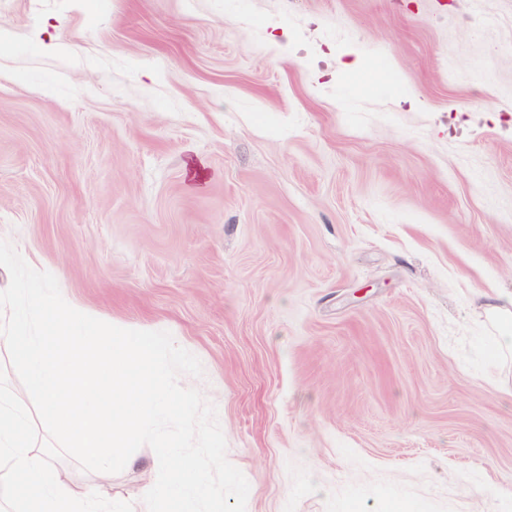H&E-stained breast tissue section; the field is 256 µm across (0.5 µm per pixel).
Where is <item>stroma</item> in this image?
<instances>
[{
    "instance_id": "obj_1",
    "label": "stroma",
    "mask_w": 512,
    "mask_h": 512,
    "mask_svg": "<svg viewBox=\"0 0 512 512\" xmlns=\"http://www.w3.org/2000/svg\"><path fill=\"white\" fill-rule=\"evenodd\" d=\"M0 240L200 360L246 512H512V0H0ZM486 300L485 313L488 320L498 326L496 336H493V346L489 351V362L493 366L503 365L512 355V330H501L500 326L512 321V292L489 295L481 293Z\"/></svg>"
}]
</instances>
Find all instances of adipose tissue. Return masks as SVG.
<instances>
[{
  "label": "adipose tissue",
  "instance_id": "1",
  "mask_svg": "<svg viewBox=\"0 0 512 512\" xmlns=\"http://www.w3.org/2000/svg\"><path fill=\"white\" fill-rule=\"evenodd\" d=\"M485 313L498 325L489 351L493 366L512 358V292L487 296ZM0 474L10 490V512H130L114 506L108 493L88 494L76 489L54 455L34 443L33 427L24 406L0 393Z\"/></svg>",
  "mask_w": 512,
  "mask_h": 512
}]
</instances>
